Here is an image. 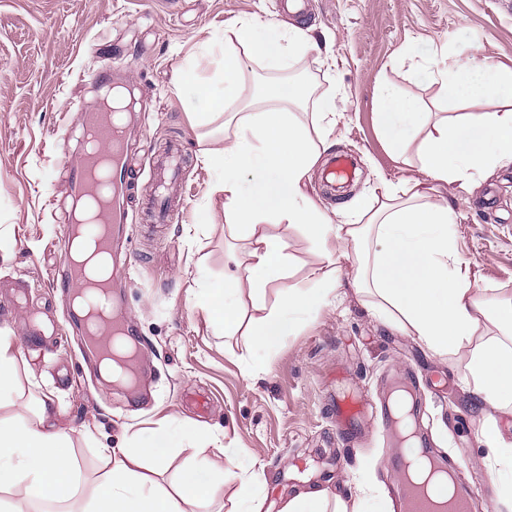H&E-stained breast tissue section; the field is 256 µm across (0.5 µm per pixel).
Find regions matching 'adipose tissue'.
I'll use <instances>...</instances> for the list:
<instances>
[{
    "mask_svg": "<svg viewBox=\"0 0 512 512\" xmlns=\"http://www.w3.org/2000/svg\"><path fill=\"white\" fill-rule=\"evenodd\" d=\"M228 30V36H212L224 50V90L217 95L197 86L194 120L214 142L200 158L220 174L224 221L250 247L239 276L201 288L197 303L209 324L221 335L248 326L253 347L276 349L335 298V261L353 245L362 250L353 285L371 296L373 315L434 356L467 352L466 386L492 407L512 409V298L490 301L473 291L456 246L455 207L438 194L442 186H468L512 164V67L461 64L443 55L430 73L442 96L452 104L472 99L484 106L451 117L381 82L375 101L379 135L395 161L417 165L422 176L406 188L381 181L372 203L345 221L322 210L307 192L312 169L332 145L336 98L307 100L305 88L292 79L270 81L255 92L246 82L251 62L278 70L290 58L307 55L310 36L257 17L234 20ZM307 110L312 118L306 123L300 114ZM219 119L220 130L214 127ZM284 222L303 226L329 262L311 283L287 289L269 305L268 286L289 276L286 245L274 231ZM245 289L259 312L250 320L239 309ZM21 358L16 336L0 328V411L14 410L0 414V512H17L3 499L16 489L32 512H181L182 500L198 502L204 512H223L224 487L233 480L240 483L237 512H262L252 462L221 445L206 462L186 461L174 492L160 489L155 477L175 448L164 432L136 447H100L104 469L86 482L71 452L72 438L55 420L60 408L52 396L16 411ZM483 438L499 477L497 496L512 512V442L494 420L486 423ZM233 458L234 474L224 468ZM148 463L149 476L142 472Z\"/></svg>",
    "mask_w": 512,
    "mask_h": 512,
    "instance_id": "1",
    "label": "adipose tissue"
}]
</instances>
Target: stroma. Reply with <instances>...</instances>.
Here are the masks:
<instances>
[{
	"label": "stroma",
	"mask_w": 512,
	"mask_h": 512,
	"mask_svg": "<svg viewBox=\"0 0 512 512\" xmlns=\"http://www.w3.org/2000/svg\"><path fill=\"white\" fill-rule=\"evenodd\" d=\"M252 15L308 30L317 50L291 61L307 72L318 94L336 96L333 153L355 156L353 190L326 195L317 180L308 193L323 210L345 213L370 200L380 181L418 178L400 167L381 142L374 96L381 78L422 100L431 111L448 106L428 70L443 54L512 65V8L504 0H305L300 15L282 0H0V328L17 337L43 391L72 430V453L87 479L102 462V445L131 447L156 429L179 446L178 460L212 458V439L254 459L266 482L263 512H280L297 492L326 488L345 502L359 487L393 502L397 477L391 447L379 436L380 402L396 375L412 370L424 412L419 423L431 448L466 456L458 471L476 501L493 486L482 432L496 418L512 441V412L499 411L465 386V358L448 364L413 337L371 315L368 294L352 284L355 258L339 262L336 300L272 352L255 349L246 330L215 334L197 304L205 282L237 276L247 249L224 221L219 175L199 154L207 146L190 112L193 86L221 91L213 33ZM112 67L132 90L135 124L129 143L137 185L123 227L130 258L115 287L151 368L144 394L121 382L91 379L81 339L56 286L63 266L62 228L72 203L69 169L78 156L81 117L69 101H91V81L78 71ZM179 141L187 163L173 187L175 223L145 232L144 202L156 182L155 161ZM456 204L459 249L470 262L474 291L512 297V166L471 188L443 191ZM290 275L266 291L310 283L326 261L298 225L278 227ZM355 393L369 400L362 429L350 442L337 436L332 402ZM210 396L205 415L193 402Z\"/></svg>",
	"instance_id": "1"
}]
</instances>
